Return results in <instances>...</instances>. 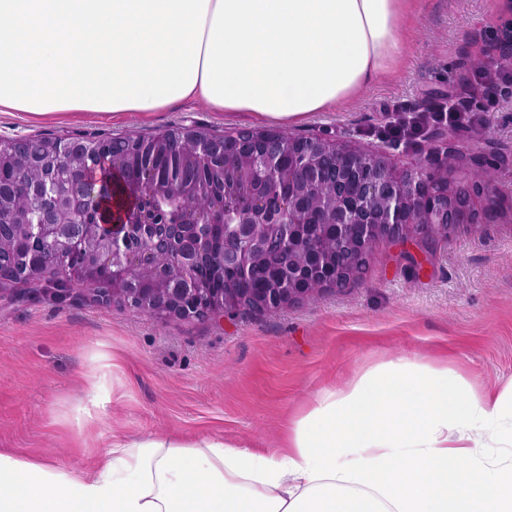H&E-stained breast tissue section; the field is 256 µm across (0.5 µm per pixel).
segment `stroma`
I'll use <instances>...</instances> for the list:
<instances>
[{
    "instance_id": "obj_1",
    "label": "stroma",
    "mask_w": 512,
    "mask_h": 512,
    "mask_svg": "<svg viewBox=\"0 0 512 512\" xmlns=\"http://www.w3.org/2000/svg\"><path fill=\"white\" fill-rule=\"evenodd\" d=\"M402 26L408 50L395 73L289 132L383 145L411 168L448 131L384 145L393 106L422 110L472 93L475 113L457 141L494 174L501 207L434 246L422 269L382 244L361 280L275 312L161 321L99 308L85 291L59 297L39 282L11 285L0 292L1 450L89 467L113 431L174 430L274 452L289 417L319 390L401 356L448 364L481 395L512 381V83L491 99L477 90L480 72L498 64L489 48L512 30V0H423ZM180 124L233 134L257 122L202 101L117 117L0 112L3 137L148 138Z\"/></svg>"
}]
</instances>
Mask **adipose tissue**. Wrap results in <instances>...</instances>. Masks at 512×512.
Returning <instances> with one entry per match:
<instances>
[{
  "label": "adipose tissue",
  "instance_id": "1",
  "mask_svg": "<svg viewBox=\"0 0 512 512\" xmlns=\"http://www.w3.org/2000/svg\"><path fill=\"white\" fill-rule=\"evenodd\" d=\"M414 3L0 0V112L297 123L396 69ZM0 512H512V382L401 357L321 390L277 453L161 432L112 434L89 470L0 452Z\"/></svg>",
  "mask_w": 512,
  "mask_h": 512
}]
</instances>
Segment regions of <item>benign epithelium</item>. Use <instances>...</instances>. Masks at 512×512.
<instances>
[{"label":"benign epithelium","mask_w":512,"mask_h":512,"mask_svg":"<svg viewBox=\"0 0 512 512\" xmlns=\"http://www.w3.org/2000/svg\"><path fill=\"white\" fill-rule=\"evenodd\" d=\"M29 141L28 136L0 139V168L37 173L32 183L0 181V213L12 214L8 222L0 219V252L14 244L11 228L19 224L34 225L32 251L41 252L47 241L55 252L18 279H46L60 296L79 287L100 307L117 303L160 319L275 311L326 287L347 284L353 258L371 262L383 242L423 248L461 227H478L499 204L481 157H465L451 136L416 170L396 167L384 152L274 129L224 135L178 125L147 139L46 140L38 152ZM158 150L180 154L190 166L234 170L224 177V206L174 210L170 201L208 192L182 182L162 186L139 174L129 202L118 211H104L111 186L94 180L92 171L103 163L118 167L131 152ZM285 152L291 159L286 171L279 165ZM328 186L335 193L312 208L311 195ZM228 221L236 224V232L224 238L219 260L239 279L207 292L197 287V269L212 256V224ZM308 225L333 228L340 256L336 268L300 233ZM273 241L305 256L288 275V287H240L255 258L270 253Z\"/></svg>","instance_id":"7a95c632"}]
</instances>
